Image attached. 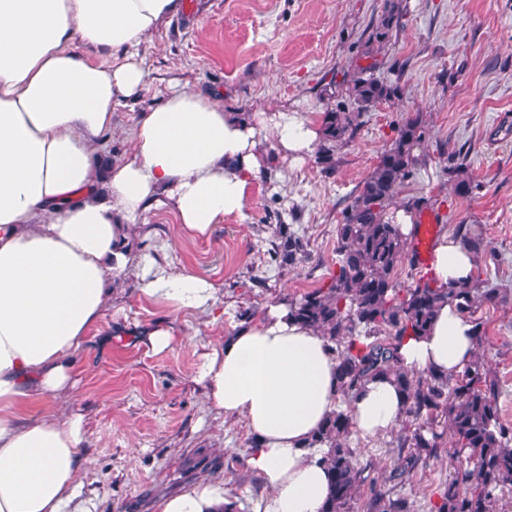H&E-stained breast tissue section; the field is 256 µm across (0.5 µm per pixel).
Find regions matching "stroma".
<instances>
[{
	"mask_svg": "<svg viewBox=\"0 0 512 512\" xmlns=\"http://www.w3.org/2000/svg\"><path fill=\"white\" fill-rule=\"evenodd\" d=\"M405 26L386 60L403 70L401 97L364 117L355 139L324 171L315 159L274 164L252 183L242 212L225 216L209 239L182 241L173 212L148 210L151 233L138 250L168 270L191 271L221 283L224 317L198 312L172 318L182 338L156 352L139 343V327L164 319L129 274L112 296L110 322L122 333L77 357L78 400H56L62 416L82 418L87 467L78 489L85 512H154L158 497L202 479H220L252 512L261 494L246 465L251 435L243 419L227 418L208 401L199 373L204 356L230 335L241 313L258 318L265 302L326 286L336 260V231L356 187L372 171L395 127L423 113L429 134L421 162L401 199L423 197L451 235L464 224L482 238L478 273L498 298L478 310L487 329L483 357L499 380L498 406L512 422V0H401ZM385 0H183L143 54L146 84L112 117L113 157L130 147L140 112L159 104L174 84L201 85L228 112L297 111L321 118L330 79L356 58L370 21ZM467 150L477 188L457 196L439 158L442 144ZM302 237L295 264L272 262L279 231ZM464 456L444 454L395 488L415 512L444 485Z\"/></svg>",
	"mask_w": 512,
	"mask_h": 512,
	"instance_id": "stroma-1",
	"label": "stroma"
}]
</instances>
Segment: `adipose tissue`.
<instances>
[{
  "label": "adipose tissue",
  "instance_id": "obj_1",
  "mask_svg": "<svg viewBox=\"0 0 512 512\" xmlns=\"http://www.w3.org/2000/svg\"><path fill=\"white\" fill-rule=\"evenodd\" d=\"M181 0H0V512H66L86 465L81 420L50 401L73 396L77 355L101 333L112 294L131 271L141 293L171 311L213 312L220 286L161 269L135 251L144 211L159 202L185 239L209 238L242 212L249 185L271 162L298 164L322 137L302 112L252 119L225 111L189 85L143 112L131 147L107 161L116 108L145 84L142 49ZM111 50L112 63L84 48ZM471 251L440 239L429 269L440 283L469 281ZM475 353L474 325L439 306L427 335L406 337L403 364L453 373ZM207 398L244 419L247 466L263 492L253 512H323L332 476L311 437L340 405L336 359L292 318L285 301L263 306L205 357ZM355 429L395 430L405 404L378 376L350 403ZM220 480L162 498L156 512H223Z\"/></svg>",
  "mask_w": 512,
  "mask_h": 512
}]
</instances>
